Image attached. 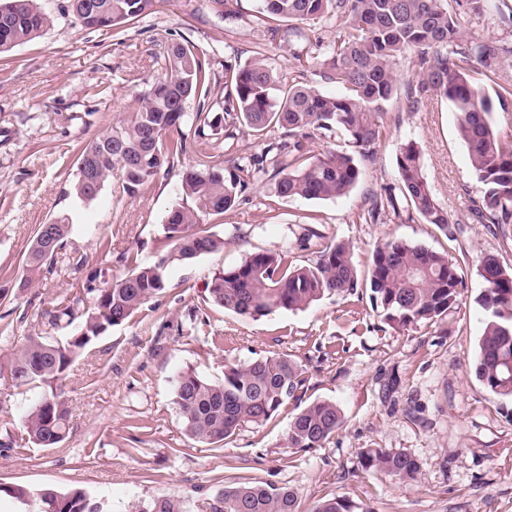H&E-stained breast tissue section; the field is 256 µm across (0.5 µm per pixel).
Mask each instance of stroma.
Here are the masks:
<instances>
[{"instance_id": "35a3bbf8", "label": "stroma", "mask_w": 512, "mask_h": 512, "mask_svg": "<svg viewBox=\"0 0 512 512\" xmlns=\"http://www.w3.org/2000/svg\"><path fill=\"white\" fill-rule=\"evenodd\" d=\"M52 19L40 37L0 57V362H7L56 300L80 287L88 272L100 281L126 274L124 256L151 264L170 253L164 224L185 201L183 173L194 154L163 167L150 185L127 196L114 173L92 202L72 192L78 150L131 111L137 97L162 74L163 55L181 43L201 51L210 69L206 101L189 99L182 129L189 140L215 144L225 163L253 157L260 172L234 211L203 216L223 248L172 262L167 287L123 324L89 344L65 380L69 433L57 447L0 451V485L60 491L79 486L109 512H129L159 497L200 512L222 481L252 479L298 493L304 512L320 498L344 496L358 512H512V398L487 390L473 373L483 311L480 258L499 256L512 268V225L458 224L452 236L421 218L360 224L369 196L396 186V154L413 141L436 201L464 214L479 198L467 151L456 133L457 114L444 100L400 122L376 147L347 196L329 200L283 198L274 184L285 157L268 149L283 132L256 134L199 125V110L223 113L224 65H245L264 49L274 74L289 82L299 67L295 52L316 56L336 37L328 24L296 33L287 23L268 27L258 0H160L123 31L81 26L69 0H37ZM74 231L69 251L88 265L72 270L59 258L53 273L23 287L33 231L58 215ZM395 236L447 253L465 286L447 323L405 328L382 323L368 291L329 295L302 311L276 310L244 318L211 302L206 287L224 268L257 251H287L295 264L316 258L320 246L345 240L365 268L373 246ZM285 354L304 382L268 421L243 427L223 446L188 438L175 403L174 378L194 368L222 379L228 361L247 363ZM42 389L0 380V442L20 428ZM331 400L345 424L322 447L288 448L293 417L304 404ZM369 448L414 456V480L399 482L361 465Z\"/></svg>"}]
</instances>
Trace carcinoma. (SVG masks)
I'll return each mask as SVG.
<instances>
[{
	"instance_id": "obj_1",
	"label": "carcinoma",
	"mask_w": 512,
	"mask_h": 512,
	"mask_svg": "<svg viewBox=\"0 0 512 512\" xmlns=\"http://www.w3.org/2000/svg\"><path fill=\"white\" fill-rule=\"evenodd\" d=\"M85 28L119 29L153 10L159 0H95ZM268 21H300L336 25V40L325 46L322 58L307 63L319 77L341 88L329 96L308 84L283 87L260 53L244 66L224 65V119L197 113L212 127L242 122L259 133L278 127L288 141L275 145L288 154V171L275 183L284 198L328 200L348 194L360 181L364 166L374 161L375 146L389 134L384 122L386 105L398 95L394 65L409 60L412 74L403 84L404 104L417 112L433 99L449 102L457 112V135L465 146L471 170L483 195L471 201L466 214L448 213L435 200L423 173L421 151L413 141L403 143L396 156L398 192L373 196L358 215L361 224H384L393 216L418 215L445 235L454 224H512V132L504 135L494 124L492 98L504 103L512 84L500 81L504 65H512V43L496 36L474 38L466 33L461 14L477 17L498 14L512 27L507 0H260ZM50 25L36 0H0V53L26 43ZM209 78L199 52L181 43L168 47L164 73L138 97L134 111L92 139L77 164L87 163L91 178L76 177L73 192L84 202L95 200L122 171V189L134 196L153 181L171 160L191 150L197 161L183 174L182 188L190 203L173 208L164 225L173 251L152 265H135L127 274L100 287L89 273L82 288L63 296L45 313L44 332L28 337L12 354L8 370L17 386H45L42 397L27 410L23 429L0 446L9 450L33 444L54 448L67 436L69 411L62 381L73 362L93 340L121 325L166 288L167 266L193 259L224 246L200 224L206 215L230 211L248 188L263 159L250 158L224 167L221 155L201 143L195 147L181 129L189 98H207ZM339 138L350 150L330 149L307 155L297 136ZM36 228L26 257V271L35 276L51 271L68 246L73 225L65 216ZM484 289L477 303L484 315L483 333L474 358V374L497 395L512 397V270L494 254L478 266ZM464 281L448 255L388 237L373 247L365 272L354 264L353 246L345 241L326 244L315 262L295 265L288 252L261 251L214 275L207 285L211 302L245 318L273 310L308 308L326 295H351L370 289L369 299L381 321L407 327L441 321L460 305ZM81 320L67 336L52 332ZM303 379L299 366L286 355H272L248 363L227 362L224 377L210 381L187 369L175 380V402L185 434L215 445L233 437L248 424L269 420L289 398L296 397ZM344 418L336 403L313 401L291 421L290 448H318L341 429ZM362 466L398 481L418 472L417 460L404 452L369 448ZM34 508V512H105L80 487L65 492L46 488L32 491L21 485L0 486V493ZM136 512H183L179 502L157 498ZM203 512H299L297 493L286 487L257 482H235L224 487ZM311 512H355L343 496L322 498Z\"/></svg>"
}]
</instances>
